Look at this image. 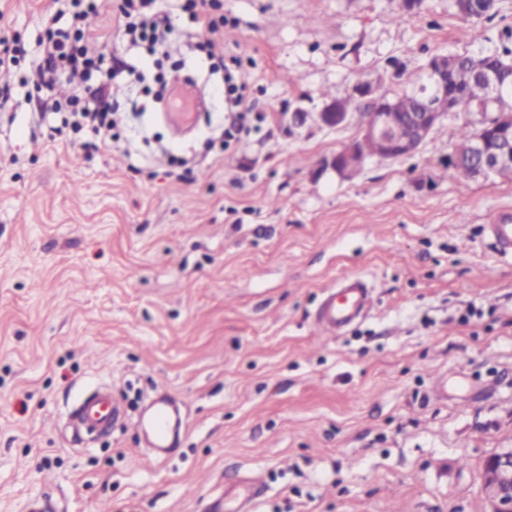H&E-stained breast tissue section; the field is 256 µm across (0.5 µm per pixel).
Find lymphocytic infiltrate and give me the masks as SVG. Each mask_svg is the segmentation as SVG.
<instances>
[{"mask_svg": "<svg viewBox=\"0 0 512 512\" xmlns=\"http://www.w3.org/2000/svg\"><path fill=\"white\" fill-rule=\"evenodd\" d=\"M152 2L53 0V10L43 18V61L34 66L32 75L44 95L46 108L64 112L63 128L76 135L90 131L103 138L111 136L119 122L109 92L114 73L106 69L104 57L89 55L84 43L89 39L108 42L117 36L133 44H148L152 49L163 47L174 28L169 16L151 11ZM217 7V0H187L185 5L199 47L212 60L224 57V20L216 16ZM65 16L71 23L67 32L58 26ZM242 67L241 58H232L225 76V98L233 110L230 129L238 136L249 133L252 108L247 85L239 76ZM62 82L71 87L70 94L63 98L55 93L57 84Z\"/></svg>", "mask_w": 512, "mask_h": 512, "instance_id": "lymphocytic-infiltrate-1", "label": "lymphocytic infiltrate"}]
</instances>
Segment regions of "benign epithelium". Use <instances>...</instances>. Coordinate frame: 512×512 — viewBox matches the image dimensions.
<instances>
[{
  "label": "benign epithelium",
  "instance_id": "7a95c632",
  "mask_svg": "<svg viewBox=\"0 0 512 512\" xmlns=\"http://www.w3.org/2000/svg\"><path fill=\"white\" fill-rule=\"evenodd\" d=\"M448 55L436 54L428 62L427 70L432 79L431 90L425 94V111L412 112L408 126L393 125L387 112L370 113L365 119L361 138L336 155L331 167L350 178L369 158L397 159L410 156L425 144L434 130L448 114L455 111L461 94L448 91ZM488 88L485 106L498 111L512 107V97L503 91V83L497 73L486 66L479 67ZM322 127L335 128L344 124L349 113L340 110L338 104L329 101L313 114L298 112L303 121L308 116ZM471 175L487 178L504 169H512V125L495 142L488 141L481 132L472 142L468 153ZM484 491L499 512H512V448H506L488 458L485 464Z\"/></svg>",
  "mask_w": 512,
  "mask_h": 512
}]
</instances>
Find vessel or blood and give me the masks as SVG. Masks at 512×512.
<instances>
[{"label":"vessel or blood","mask_w":512,"mask_h":512,"mask_svg":"<svg viewBox=\"0 0 512 512\" xmlns=\"http://www.w3.org/2000/svg\"><path fill=\"white\" fill-rule=\"evenodd\" d=\"M488 232L499 253L512 256V211L499 212L489 224ZM370 306L369 286L364 277L357 273L344 275L335 287L326 289L317 312L316 326L322 334H337L362 318ZM120 416V407L105 388L86 394L70 414L76 433L88 438L109 431ZM137 427L156 460L166 458L186 431L179 403L164 393L153 399L140 414Z\"/></svg>","instance_id":"1"}]
</instances>
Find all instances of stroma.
<instances>
[{"label":"stroma","instance_id":"1","mask_svg":"<svg viewBox=\"0 0 512 512\" xmlns=\"http://www.w3.org/2000/svg\"><path fill=\"white\" fill-rule=\"evenodd\" d=\"M50 3L0 0L21 72ZM184 4H154L168 55L111 46L145 78L106 144L49 138L61 115L18 79L0 110V512L36 495L55 512H211L248 478V512H494L482 469L512 448V258L487 226L512 210V178L450 175L476 112L353 178L329 163L429 57L498 49L512 0L474 21L420 0L399 23L401 0H220L256 114L225 151L207 147L224 70L190 46ZM363 83L372 96H354ZM329 94L354 98L344 126L293 122ZM176 96L200 101L182 134ZM352 272L368 314L316 338L324 289ZM98 386L124 418L88 442L66 424ZM162 391L187 429L156 462L135 421Z\"/></svg>","mask_w":512,"mask_h":512}]
</instances>
